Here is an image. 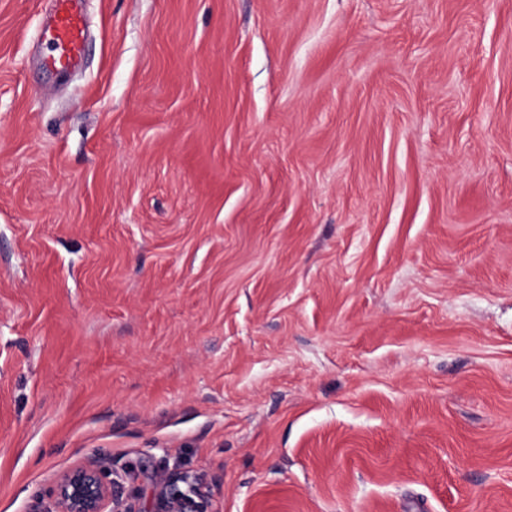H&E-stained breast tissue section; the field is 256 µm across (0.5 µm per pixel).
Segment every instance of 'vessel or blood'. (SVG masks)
<instances>
[{
  "label": "vessel or blood",
  "mask_w": 512,
  "mask_h": 512,
  "mask_svg": "<svg viewBox=\"0 0 512 512\" xmlns=\"http://www.w3.org/2000/svg\"><path fill=\"white\" fill-rule=\"evenodd\" d=\"M86 36V19L80 0H52L48 67L64 71L77 63L83 55Z\"/></svg>",
  "instance_id": "vessel-or-blood-1"
}]
</instances>
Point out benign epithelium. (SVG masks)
Returning <instances> with one entry per match:
<instances>
[{"label":"benign epithelium","mask_w":512,"mask_h":512,"mask_svg":"<svg viewBox=\"0 0 512 512\" xmlns=\"http://www.w3.org/2000/svg\"><path fill=\"white\" fill-rule=\"evenodd\" d=\"M112 485L98 463L77 465L56 479L51 512H212L209 493L186 472L163 476L148 510L117 497Z\"/></svg>","instance_id":"obj_1"}]
</instances>
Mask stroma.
<instances>
[{
	"label": "stroma",
	"instance_id": "1",
	"mask_svg": "<svg viewBox=\"0 0 512 512\" xmlns=\"http://www.w3.org/2000/svg\"><path fill=\"white\" fill-rule=\"evenodd\" d=\"M84 10L0 0V512H512V0ZM81 0H52L51 54L45 65L65 71L83 55L87 26ZM113 483L98 463L77 465L56 479L54 508L47 512H212L209 493L186 472L163 476L148 510L136 509L117 497ZM111 503L112 510H107Z\"/></svg>",
	"mask_w": 512,
	"mask_h": 512
}]
</instances>
